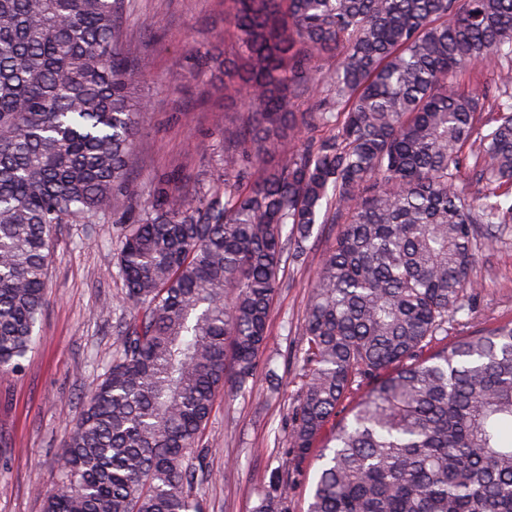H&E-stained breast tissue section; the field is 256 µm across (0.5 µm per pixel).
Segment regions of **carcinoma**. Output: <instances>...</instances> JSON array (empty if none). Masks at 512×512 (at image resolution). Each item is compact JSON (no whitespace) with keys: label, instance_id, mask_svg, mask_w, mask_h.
<instances>
[{"label":"carcinoma","instance_id":"carcinoma-1","mask_svg":"<svg viewBox=\"0 0 512 512\" xmlns=\"http://www.w3.org/2000/svg\"><path fill=\"white\" fill-rule=\"evenodd\" d=\"M230 2L224 90L249 112L224 128V184L162 190L125 225L117 266L138 317L43 512H204L191 489L216 394L255 374L283 257L304 263L315 226L344 214L301 328L292 455L256 512H288L277 489L327 429L307 512H512V319L448 337L478 287L474 225L512 222V0ZM124 12L0 0L1 373L35 341L53 228L135 196L149 62ZM484 63L494 91L456 85Z\"/></svg>","mask_w":512,"mask_h":512}]
</instances>
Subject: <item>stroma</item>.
I'll return each mask as SVG.
<instances>
[{
  "instance_id": "obj_1",
  "label": "stroma",
  "mask_w": 512,
  "mask_h": 512,
  "mask_svg": "<svg viewBox=\"0 0 512 512\" xmlns=\"http://www.w3.org/2000/svg\"><path fill=\"white\" fill-rule=\"evenodd\" d=\"M225 6V0L127 4L124 30L150 62L135 87L148 110L129 170L141 202H149L158 178L173 171L180 175L176 190L188 194L224 181V125L239 121L247 106L226 96L219 74L199 72L193 52L223 51ZM126 211L120 197L106 220L54 231L39 339L21 372L0 374V512H42L41 493L58 480L68 430L133 319L116 267ZM338 230L325 225L311 241L307 262L286 265L251 391H222L216 398L198 441L207 451L205 476L192 489L208 512H255L286 456L304 379L301 325ZM474 276L480 286L467 323L453 327L457 335L512 318V224L479 248Z\"/></svg>"
}]
</instances>
